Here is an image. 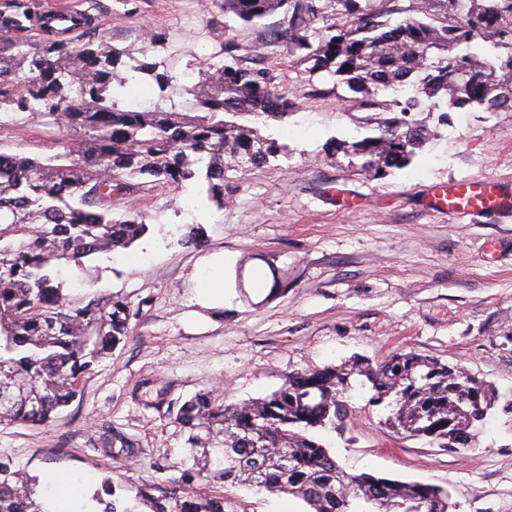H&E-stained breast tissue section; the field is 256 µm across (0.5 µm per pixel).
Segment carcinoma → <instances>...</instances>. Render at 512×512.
I'll list each match as a JSON object with an SVG mask.
<instances>
[{"mask_svg":"<svg viewBox=\"0 0 512 512\" xmlns=\"http://www.w3.org/2000/svg\"><path fill=\"white\" fill-rule=\"evenodd\" d=\"M373 2L336 0L344 19L337 34L312 27L317 0H224V12L254 25L283 11L289 53L305 52L311 74L337 77L356 94L352 102L360 109L410 112L413 98L392 104L377 97L408 84L430 96L445 92L450 110L512 111V0H427L428 21L394 25L380 20ZM226 53L232 62L210 66L203 81L182 88L193 96L194 114L158 105L125 110L110 101V90L155 67L130 66L120 76V54L112 47L74 48L50 28L37 52L0 35V83L25 63L30 72L9 102L53 115L82 134L78 154H64V163L0 154V241L15 236L0 246V422L50 424L128 334L126 302L93 299L70 308L52 273L61 264L81 266L96 253L127 249L146 234L140 215L112 217V195L130 189L129 179L138 176L178 186L195 178L204 162L209 197L221 208L224 154L260 162L275 149L255 147L251 131L235 118L281 116L292 103L277 92L271 70L243 66L229 47ZM423 140L419 126L395 117L380 136L354 143L353 153L369 157L368 167L400 168ZM355 374L366 377L374 391L370 401L386 404L399 430L443 450L469 447L490 408L482 380L415 353L374 368L353 363L298 374L242 405L228 406L205 388L176 414L188 431L180 475L138 487L133 496L105 479L93 500L101 512H138L131 500L150 512H228L224 495L188 491L210 479L296 496L308 512H444L451 507L448 490L348 473L309 436L343 422ZM35 485L10 460H0V512H51Z\"/></svg>","mask_w":512,"mask_h":512,"instance_id":"carcinoma-1","label":"carcinoma"}]
</instances>
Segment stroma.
<instances>
[{"instance_id":"stroma-1","label":"stroma","mask_w":512,"mask_h":512,"mask_svg":"<svg viewBox=\"0 0 512 512\" xmlns=\"http://www.w3.org/2000/svg\"><path fill=\"white\" fill-rule=\"evenodd\" d=\"M44 6L75 7L95 24L71 46L108 44L126 64H157L177 82L180 111L194 84L231 45L245 65L273 70L292 109L280 118L242 117L276 150L266 162L225 158L224 204L202 180L182 186L133 180L112 199L114 214L134 210L146 239L101 252L59 276L70 307L118 297L133 316L126 339L94 365L81 393L49 426L0 425V457L38 477L85 476L75 490L84 512L103 477L135 487L155 479L154 463L178 474L187 433L175 418L184 400L208 385L225 403L265 397L294 374L359 359L377 364L417 353L483 380L496 405L470 448L454 452L410 439L385 424L369 389L346 395L340 430L322 432L347 472L448 488L452 512H512V213L463 219L429 208L431 193L491 180L512 194V111L448 112L445 98L422 99L408 118L427 140L404 167L362 170L349 144L374 138L386 115L358 110L347 87L310 75L280 36L284 15L246 26L224 0H0V17ZM79 132L52 116L0 105V154L48 159L79 145ZM193 213L180 207L184 194ZM199 225L201 245L187 244ZM224 257V300L201 295L207 260ZM275 267L282 289L263 274ZM119 431L127 447L105 451L90 438ZM234 512H305L291 495L214 484Z\"/></svg>"}]
</instances>
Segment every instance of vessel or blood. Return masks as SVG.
Wrapping results in <instances>:
<instances>
[{"instance_id": "b4317fda", "label": "vessel or blood", "mask_w": 512, "mask_h": 512, "mask_svg": "<svg viewBox=\"0 0 512 512\" xmlns=\"http://www.w3.org/2000/svg\"><path fill=\"white\" fill-rule=\"evenodd\" d=\"M44 25L69 35L87 25L85 14L72 9H55L43 18ZM431 203L437 210L452 217H462L483 210H500L508 205L496 182L465 181L434 191Z\"/></svg>"}]
</instances>
